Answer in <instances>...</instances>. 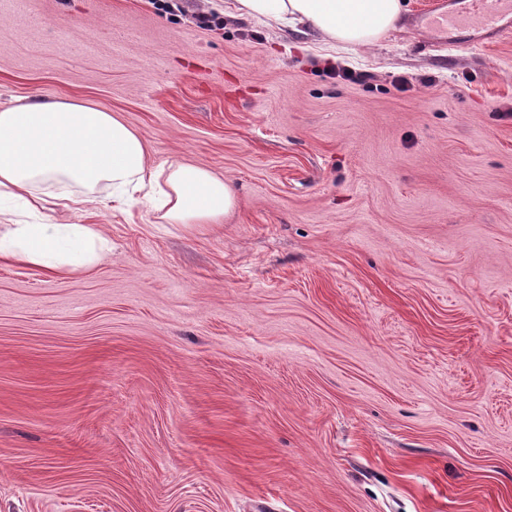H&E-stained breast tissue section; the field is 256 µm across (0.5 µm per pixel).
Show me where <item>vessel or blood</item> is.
Masks as SVG:
<instances>
[{"instance_id":"1","label":"vessel or blood","mask_w":512,"mask_h":512,"mask_svg":"<svg viewBox=\"0 0 512 512\" xmlns=\"http://www.w3.org/2000/svg\"><path fill=\"white\" fill-rule=\"evenodd\" d=\"M427 24L448 45H457L456 34L464 30L471 33L470 44H480L512 34V0H469L464 9L456 0H437Z\"/></svg>"}]
</instances>
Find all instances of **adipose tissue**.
Wrapping results in <instances>:
<instances>
[{
  "label": "adipose tissue",
  "instance_id": "1",
  "mask_svg": "<svg viewBox=\"0 0 512 512\" xmlns=\"http://www.w3.org/2000/svg\"><path fill=\"white\" fill-rule=\"evenodd\" d=\"M237 16L273 27L305 24L328 46L370 48L394 31L403 0H234ZM146 140L115 112L81 102L34 98L0 108V198L23 200L29 210L68 206L67 187L89 203L100 185L113 201L156 213L161 224H219L237 205L232 183L209 169L181 161L148 162ZM61 186L47 199L46 187ZM84 253L107 251L109 241L79 224H22L0 208V261L51 273L74 267L73 245Z\"/></svg>",
  "mask_w": 512,
  "mask_h": 512
}]
</instances>
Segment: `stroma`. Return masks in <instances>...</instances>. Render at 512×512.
Returning a JSON list of instances; mask_svg holds the SVG:
<instances>
[{
  "instance_id": "1",
  "label": "stroma",
  "mask_w": 512,
  "mask_h": 512,
  "mask_svg": "<svg viewBox=\"0 0 512 512\" xmlns=\"http://www.w3.org/2000/svg\"><path fill=\"white\" fill-rule=\"evenodd\" d=\"M227 3L0 0V106L120 113L238 197L102 190L41 217L90 267L0 262V512H512V36L432 45L405 0L332 57Z\"/></svg>"
}]
</instances>
